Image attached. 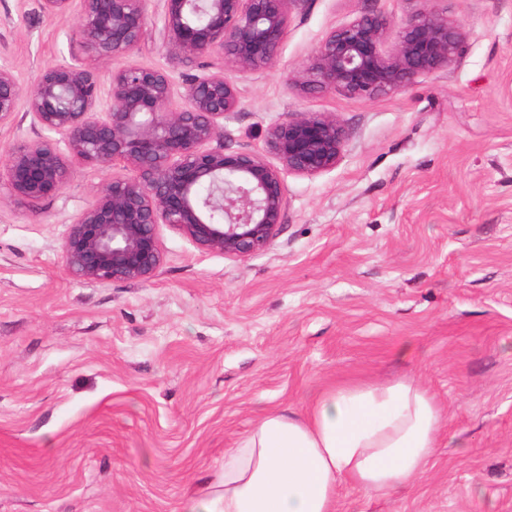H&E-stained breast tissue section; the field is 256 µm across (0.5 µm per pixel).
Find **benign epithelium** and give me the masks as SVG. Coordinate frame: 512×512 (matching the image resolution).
<instances>
[{"instance_id":"7a95c632","label":"benign epithelium","mask_w":512,"mask_h":512,"mask_svg":"<svg viewBox=\"0 0 512 512\" xmlns=\"http://www.w3.org/2000/svg\"><path fill=\"white\" fill-rule=\"evenodd\" d=\"M72 2L40 6L56 17ZM307 2L81 0L77 30L99 58L133 55L151 22L166 57L218 61L181 92L166 71L137 64L112 72L105 99L86 67H50L25 89L12 67L0 65V125L23 108L42 129L62 135L67 149L48 140L15 146L0 162V181L12 196L36 202L58 194L75 162L124 171L70 225L63 243L69 274L150 280L163 260L161 224L227 258L272 244L285 219L284 173L314 177L335 169L350 132L332 112H300L270 125L265 151H230L220 139L240 92L226 70L274 68L293 14ZM391 25V17L372 10L333 29L298 71L299 86L371 99L457 62L463 32L448 16L427 8L408 14L388 48ZM178 92L184 106L174 108Z\"/></svg>"}]
</instances>
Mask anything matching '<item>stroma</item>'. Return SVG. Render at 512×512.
I'll list each match as a JSON object with an SVG mask.
<instances>
[{
	"label": "stroma",
	"mask_w": 512,
	"mask_h": 512,
	"mask_svg": "<svg viewBox=\"0 0 512 512\" xmlns=\"http://www.w3.org/2000/svg\"><path fill=\"white\" fill-rule=\"evenodd\" d=\"M430 6L464 31L459 58L404 91L305 92L288 75L360 12L398 20L422 0H309L276 67L231 72L229 150H264L298 112L351 133L336 169L286 175L260 254L163 224L149 282L79 280L62 245L111 171L74 165L34 203L0 188V512H185L266 413L401 376L439 401L441 446L403 497L347 484L337 512H512V0ZM130 62L178 85L215 68L169 60L150 28L133 56L102 60L75 15L0 0V63L23 87L66 64L105 87Z\"/></svg>",
	"instance_id": "35a3bbf8"
}]
</instances>
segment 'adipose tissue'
<instances>
[{"label":"adipose tissue","instance_id":"ef3b65f1","mask_svg":"<svg viewBox=\"0 0 512 512\" xmlns=\"http://www.w3.org/2000/svg\"><path fill=\"white\" fill-rule=\"evenodd\" d=\"M441 428L436 397L414 380L331 387L225 449L219 490L186 512H335L345 484L395 500L426 472Z\"/></svg>","mask_w":512,"mask_h":512}]
</instances>
